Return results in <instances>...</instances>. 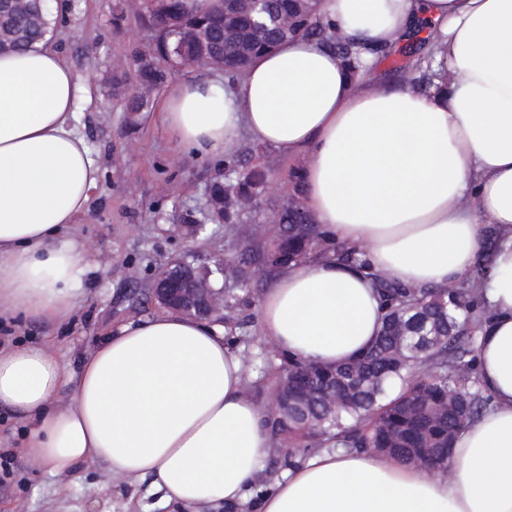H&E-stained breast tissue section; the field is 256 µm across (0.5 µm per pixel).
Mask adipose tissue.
<instances>
[{"label":"adipose tissue","instance_id":"ef3b65f1","mask_svg":"<svg viewBox=\"0 0 512 512\" xmlns=\"http://www.w3.org/2000/svg\"><path fill=\"white\" fill-rule=\"evenodd\" d=\"M320 21L362 46L360 74L299 37L233 82L172 80L162 121L198 156L233 151L243 131L304 159L314 222L360 251L357 263L317 257L276 275L260 323L284 352L334 365L364 352L383 317L375 274L445 288L483 265L488 410L437 469L321 452L257 499L272 441L240 355L207 322L168 312L108 333L74 369L45 344L0 345V407L33 423L18 447L29 466L65 475L91 460L151 480L172 512H512V0H322ZM424 25L435 87L420 93L379 76L375 52ZM89 96L48 45L0 52V316L53 323L78 303L90 265L71 229L100 174L76 124Z\"/></svg>","mask_w":512,"mask_h":512}]
</instances>
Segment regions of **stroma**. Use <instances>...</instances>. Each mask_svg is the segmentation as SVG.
Instances as JSON below:
<instances>
[{
  "instance_id": "1",
  "label": "stroma",
  "mask_w": 512,
  "mask_h": 512,
  "mask_svg": "<svg viewBox=\"0 0 512 512\" xmlns=\"http://www.w3.org/2000/svg\"><path fill=\"white\" fill-rule=\"evenodd\" d=\"M145 2L69 0L68 20L56 27L51 42L91 90L79 130L102 176L73 234L84 243L92 270L72 314L53 324L11 317L0 322V343L47 341L72 367L108 331L161 314L148 289L164 262L183 257L205 270L237 256V225L209 224L193 237L181 221L201 206L207 185L223 178V153L195 158L170 140L159 110L135 117L123 110L134 54L151 39L141 24ZM260 161L270 173L260 199L264 217L247 228L255 242L268 243L278 226L265 217L294 196L292 173L302 162L270 147L262 149ZM28 429L20 416L0 410V512H162L149 482L128 484L98 463L66 476L29 467L14 453Z\"/></svg>"
}]
</instances>
